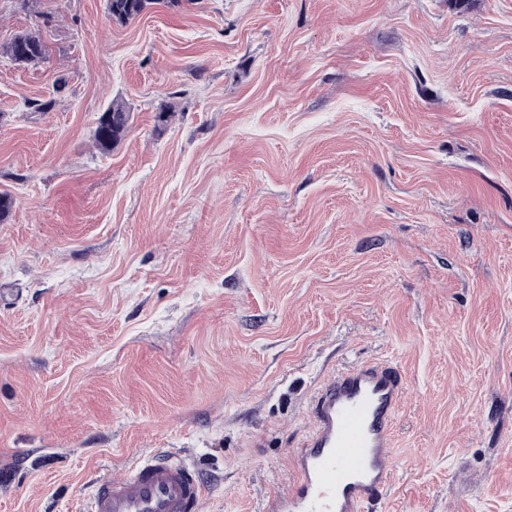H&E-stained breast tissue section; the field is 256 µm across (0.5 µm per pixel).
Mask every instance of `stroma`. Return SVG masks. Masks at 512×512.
I'll list each match as a JSON object with an SVG mask.
<instances>
[{
	"label": "stroma",
	"mask_w": 512,
	"mask_h": 512,
	"mask_svg": "<svg viewBox=\"0 0 512 512\" xmlns=\"http://www.w3.org/2000/svg\"><path fill=\"white\" fill-rule=\"evenodd\" d=\"M33 27L44 62L0 58V512H78L158 453L198 468L200 512H261L313 393L364 362L407 387L376 512H512V0L123 25L0 0V43ZM131 121V113L126 104L112 100L96 121L94 141L103 152L111 151L126 136Z\"/></svg>",
	"instance_id": "1"
}]
</instances>
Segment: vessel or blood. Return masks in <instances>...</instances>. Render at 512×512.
Wrapping results in <instances>:
<instances>
[{
  "label": "vessel or blood",
  "mask_w": 512,
  "mask_h": 512,
  "mask_svg": "<svg viewBox=\"0 0 512 512\" xmlns=\"http://www.w3.org/2000/svg\"><path fill=\"white\" fill-rule=\"evenodd\" d=\"M406 387L385 363H365L327 382L309 407L311 432L290 451L294 484L263 512H371L387 493L394 419ZM204 488L194 467L167 455L80 488L86 512H197Z\"/></svg>",
  "instance_id": "1"
}]
</instances>
